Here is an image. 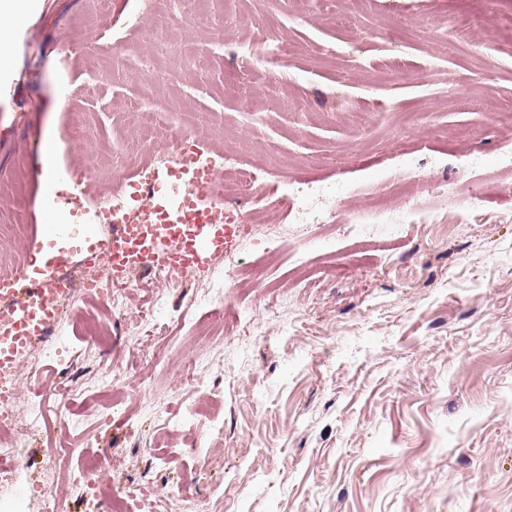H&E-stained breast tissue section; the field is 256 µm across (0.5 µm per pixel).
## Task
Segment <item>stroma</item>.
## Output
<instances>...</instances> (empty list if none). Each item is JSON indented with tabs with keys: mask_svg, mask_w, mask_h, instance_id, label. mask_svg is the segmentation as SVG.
Instances as JSON below:
<instances>
[{
	"mask_svg": "<svg viewBox=\"0 0 512 512\" xmlns=\"http://www.w3.org/2000/svg\"><path fill=\"white\" fill-rule=\"evenodd\" d=\"M140 0L90 17L86 0H38L6 49L0 76V181L19 158L32 172L23 198L0 194V218L21 237L0 252L28 255L47 222L46 193H86L62 217L84 225L115 174L134 180L126 149L137 124L128 104L154 72L149 15ZM212 0L205 21L180 30L176 50L197 75L178 73L205 147L252 140L240 168L261 182L342 183L350 193L331 224H292L280 198L224 205L243 222L260 208L280 243L228 248L212 274L133 277L126 313L85 302L64 316L56 354L38 380L64 383L66 404L44 397L28 442V480L56 472L55 512H86L68 494L83 465L109 450L100 484L129 512H512V189L497 169L512 128V0ZM139 17L131 30L128 20ZM267 55L232 68L244 38ZM290 55H280L279 41ZM131 43L123 80L104 76V50ZM82 124L81 143L67 130ZM59 139L53 160L45 140ZM487 192L456 223L455 186L473 155ZM423 184L433 220L376 237L351 233L357 214L382 207L407 175ZM90 224V223H89ZM223 289L224 336L205 341V379L186 366L187 339ZM167 296L172 318L143 332L139 309ZM111 324L103 352L85 333ZM199 413L186 421L189 405ZM222 427V449L191 456L185 441Z\"/></svg>",
	"mask_w": 512,
	"mask_h": 512,
	"instance_id": "obj_1",
	"label": "stroma"
}]
</instances>
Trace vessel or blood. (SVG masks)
Here are the masks:
<instances>
[{
    "label": "vessel or blood",
    "instance_id": "obj_1",
    "mask_svg": "<svg viewBox=\"0 0 512 512\" xmlns=\"http://www.w3.org/2000/svg\"><path fill=\"white\" fill-rule=\"evenodd\" d=\"M182 173L161 169L153 175V198L173 218L169 224H119L111 238L118 263L109 270L112 282L130 280L140 269L162 266L169 278L188 270L207 271L224 253L232 225L207 220L182 223V216L199 211L200 192L186 193ZM72 225L49 224L32 247L43 263L11 282L0 283V400L12 393L15 366L29 348L56 326L61 291L56 283L70 262Z\"/></svg>",
    "mask_w": 512,
    "mask_h": 512
}]
</instances>
